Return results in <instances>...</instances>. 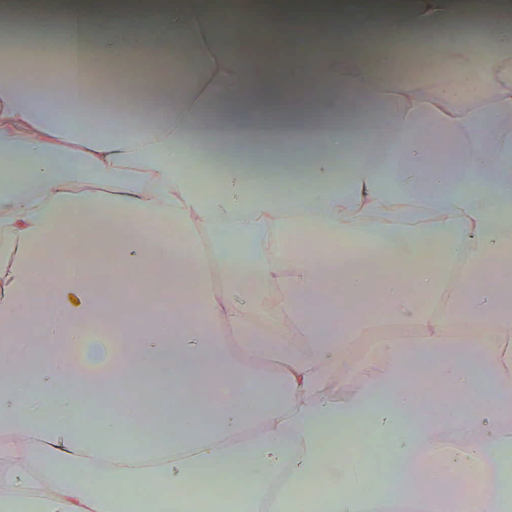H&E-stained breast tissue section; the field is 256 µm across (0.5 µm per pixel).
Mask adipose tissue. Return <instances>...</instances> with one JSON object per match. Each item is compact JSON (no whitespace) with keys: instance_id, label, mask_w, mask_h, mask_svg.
<instances>
[{"instance_id":"obj_1","label":"adipose tissue","mask_w":512,"mask_h":512,"mask_svg":"<svg viewBox=\"0 0 512 512\" xmlns=\"http://www.w3.org/2000/svg\"><path fill=\"white\" fill-rule=\"evenodd\" d=\"M312 2L317 37L286 51L238 0H0V34L41 41L58 22L67 59L44 96L21 54L0 66V158L13 163L0 175V503L137 512L139 489L173 493L241 464L260 482L228 485L211 512H500L512 500L511 486L495 498L459 487L470 457L512 446V211L499 204L512 196V0L379 14ZM460 17L498 54L483 58ZM423 19L449 25L434 83L362 46L369 27ZM174 57L184 65L163 71ZM90 61L113 84L136 83L121 124L87 119ZM257 140L310 148L315 192L244 191L235 163L210 181L222 150ZM300 219L328 227L317 252L286 247ZM357 242L379 270L356 259ZM103 262L110 291L94 277ZM180 280L193 296L170 302ZM148 292L159 307L143 320ZM92 326L113 335L94 368L83 360ZM268 378L285 393L251 390ZM139 379L178 389L188 410L133 460L98 434L140 425L126 390ZM81 389L115 405L93 433L77 423ZM365 415L394 439L398 492L317 440ZM321 470L325 502L304 493Z\"/></svg>"}]
</instances>
